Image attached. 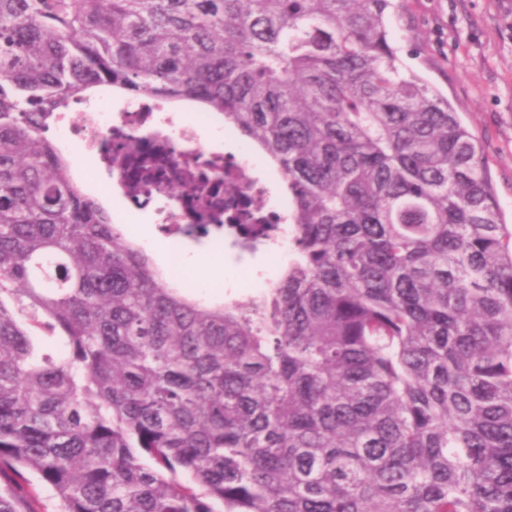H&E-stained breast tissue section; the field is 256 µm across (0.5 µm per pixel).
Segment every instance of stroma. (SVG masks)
<instances>
[{
	"label": "stroma",
	"mask_w": 512,
	"mask_h": 512,
	"mask_svg": "<svg viewBox=\"0 0 512 512\" xmlns=\"http://www.w3.org/2000/svg\"><path fill=\"white\" fill-rule=\"evenodd\" d=\"M394 43L406 66L448 95L484 148L504 221L512 225V0H400L390 17ZM149 256L210 252L208 240L173 243L152 209L124 226ZM224 287H184L205 300L230 302L256 294L280 278L288 260L224 245Z\"/></svg>",
	"instance_id": "1"
}]
</instances>
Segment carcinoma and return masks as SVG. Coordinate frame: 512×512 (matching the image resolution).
Here are the masks:
<instances>
[{
	"instance_id": "obj_1",
	"label": "carcinoma",
	"mask_w": 512,
	"mask_h": 512,
	"mask_svg": "<svg viewBox=\"0 0 512 512\" xmlns=\"http://www.w3.org/2000/svg\"><path fill=\"white\" fill-rule=\"evenodd\" d=\"M395 8L0 0V512H512V226ZM97 87L278 167L279 283L195 299L125 238L46 136Z\"/></svg>"
}]
</instances>
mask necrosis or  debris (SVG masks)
I'll return each instance as SVG.
<instances>
[{"label":"necrosis or debris","mask_w":512,"mask_h":512,"mask_svg":"<svg viewBox=\"0 0 512 512\" xmlns=\"http://www.w3.org/2000/svg\"><path fill=\"white\" fill-rule=\"evenodd\" d=\"M212 113H196L185 121L181 113L161 100H141L126 104L116 113L84 110L79 121L68 113L57 119L68 142L98 155L110 179L107 188L113 200L121 204L117 220L153 208L159 226L172 239L182 236V225L195 221L196 212L213 213L224 205V179L233 177L242 188V195L252 198L264 213L268 224L277 222L269 206L271 190L267 181L249 162L209 148L201 131L214 123ZM136 142L139 156L155 158L156 167L150 177H143L136 165H113L112 160L128 142ZM188 179L202 184L205 192L195 204L174 196L170 186Z\"/></svg>","instance_id":"1"}]
</instances>
